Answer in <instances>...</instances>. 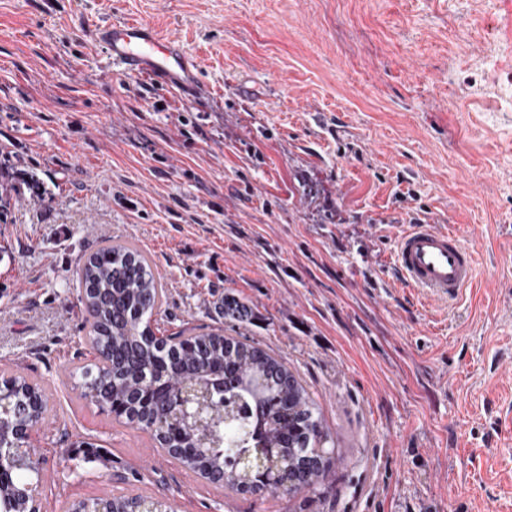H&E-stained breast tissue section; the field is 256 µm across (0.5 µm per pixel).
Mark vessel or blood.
<instances>
[{
    "instance_id": "1",
    "label": "vessel or blood",
    "mask_w": 512,
    "mask_h": 512,
    "mask_svg": "<svg viewBox=\"0 0 512 512\" xmlns=\"http://www.w3.org/2000/svg\"><path fill=\"white\" fill-rule=\"evenodd\" d=\"M92 35L120 74L148 76L188 100L204 93L196 59L180 41L159 36L150 24L119 20L95 27ZM394 267L426 299L449 303L473 284L477 256L458 231L426 221L398 236Z\"/></svg>"
}]
</instances>
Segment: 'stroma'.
I'll list each match as a JSON object with an SVG mask.
<instances>
[{
	"instance_id": "stroma-1",
	"label": "stroma",
	"mask_w": 512,
	"mask_h": 512,
	"mask_svg": "<svg viewBox=\"0 0 512 512\" xmlns=\"http://www.w3.org/2000/svg\"><path fill=\"white\" fill-rule=\"evenodd\" d=\"M498 0H0V162L49 195L0 220V369L38 381L43 512L115 496L176 512H512V49ZM150 23L198 59L187 102L116 75L89 20ZM463 235L476 280L434 303L396 234ZM135 247L156 335L281 357L332 440L323 493L204 478L81 398L78 271ZM251 324L225 321V294ZM101 449L75 467L77 442Z\"/></svg>"
}]
</instances>
